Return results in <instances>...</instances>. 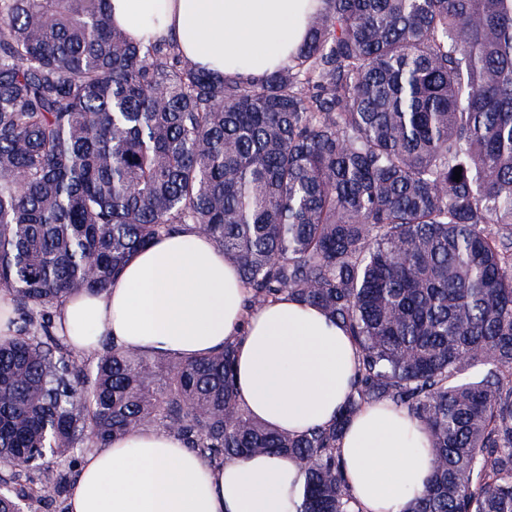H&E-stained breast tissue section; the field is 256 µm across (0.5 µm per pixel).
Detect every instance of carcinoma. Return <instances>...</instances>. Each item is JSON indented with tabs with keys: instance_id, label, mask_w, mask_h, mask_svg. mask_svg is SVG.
<instances>
[{
	"instance_id": "obj_1",
	"label": "carcinoma",
	"mask_w": 512,
	"mask_h": 512,
	"mask_svg": "<svg viewBox=\"0 0 512 512\" xmlns=\"http://www.w3.org/2000/svg\"><path fill=\"white\" fill-rule=\"evenodd\" d=\"M460 180H453L455 168ZM238 267L252 312L287 295L353 342L336 421L246 415L235 342L183 360L55 326L186 227ZM0 512H39L48 456L162 425L208 463L297 458V512H361L346 426L390 402L434 467L403 512H512V0H325L258 81L133 41L109 0H0Z\"/></svg>"
}]
</instances>
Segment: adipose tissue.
Wrapping results in <instances>:
<instances>
[{"label": "adipose tissue", "instance_id": "adipose-tissue-1", "mask_svg": "<svg viewBox=\"0 0 512 512\" xmlns=\"http://www.w3.org/2000/svg\"><path fill=\"white\" fill-rule=\"evenodd\" d=\"M131 39L176 44L217 76L260 79L288 65L324 0H111ZM236 266L192 229L140 251L103 292L70 296L56 323L92 352L125 348L196 359L236 339L237 399L252 418L293 434L331 423L355 367L345 330L320 309L283 297L246 314ZM342 457L364 512H404L431 455L406 411L384 403L349 425ZM296 459L256 454L209 464L171 430L146 427L89 454L70 512H295Z\"/></svg>", "mask_w": 512, "mask_h": 512}]
</instances>
